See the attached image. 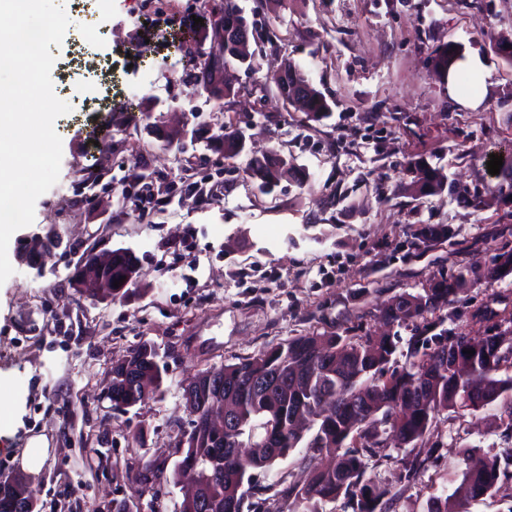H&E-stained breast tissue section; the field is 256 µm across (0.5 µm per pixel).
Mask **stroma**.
<instances>
[{
    "label": "stroma",
    "mask_w": 512,
    "mask_h": 512,
    "mask_svg": "<svg viewBox=\"0 0 512 512\" xmlns=\"http://www.w3.org/2000/svg\"><path fill=\"white\" fill-rule=\"evenodd\" d=\"M260 63L229 62L233 95L207 99L195 59L171 46L194 26L205 0H71L63 43L51 47L62 162L57 183L35 203V219L14 233L15 272L0 285V471L20 473L18 450L46 437L51 451L36 479L41 501L70 512H178L181 485L137 493L143 463L173 469L175 437L189 416L184 386L199 372L235 362L308 330L340 331L365 322L382 330L393 296L420 292L453 261L487 264L512 237V202L495 190L491 155L512 151V65L489 39L512 36V0H237ZM452 42L480 56L489 74L481 105L470 108L430 66ZM293 62L330 101L321 121L306 120L269 76ZM194 130L195 144L171 137L158 118ZM247 150L224 158L225 127ZM277 151L307 176L271 192L246 175L250 158ZM420 155L453 182V194L415 199L396 193ZM109 175L94 201L76 191L85 169ZM154 172L149 186L138 179ZM481 207H474V198ZM314 225L322 241L306 236ZM447 224L454 236L413 260L415 225ZM58 229L64 245L44 272L20 264L29 231ZM132 249L140 259L128 299L92 303L67 283L88 249ZM158 350L163 393L113 415L102 401L113 364L137 345ZM501 410L445 411L420 447L391 449L369 474L394 496L390 512H427L432 499L462 483V451L495 454L512 446ZM139 442H132V435ZM422 462L414 482L399 461ZM315 465L292 449L255 482L270 497L300 483Z\"/></svg>",
    "instance_id": "1"
}]
</instances>
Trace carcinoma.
Returning <instances> with one entry per match:
<instances>
[{"instance_id": "carcinoma-1", "label": "carcinoma", "mask_w": 512, "mask_h": 512, "mask_svg": "<svg viewBox=\"0 0 512 512\" xmlns=\"http://www.w3.org/2000/svg\"><path fill=\"white\" fill-rule=\"evenodd\" d=\"M224 22L249 28L236 0H222ZM456 61L448 43L439 47L432 62L442 74ZM288 87L277 85L294 110L311 121L332 111L328 99L293 64ZM212 99H222L231 89L220 87L213 77L198 79ZM224 156L236 157L245 150L242 131L224 128L219 136ZM411 174L401 192L412 197L442 195L448 189L444 176L426 158L412 156L405 162ZM297 173L293 160L275 151L250 159L248 178L259 189L270 191L285 177ZM453 235L452 229L419 224L408 240L412 255L419 257L435 244ZM112 280L125 277L112 289L110 302L127 298L129 285L139 276L136 255L126 249L112 251ZM512 275V244L496 248L491 262L483 267L460 264L450 274L438 271L422 291L403 293L381 310L390 330L375 336L359 324L340 333L309 332L293 336L234 363L200 372L184 388L187 411L195 414L190 433L178 431L176 452L181 454L171 475L148 462L139 484L177 480L181 472L193 470L197 494L211 502L210 512H243L245 497L254 494V471L272 466L304 438V425L315 430L306 447L327 458L328 465L313 473L302 486L288 484L277 496L288 501V512H319L318 505L345 500L352 512H389L390 490L367 475L370 462L388 448L387 435L413 445L429 430L441 412L468 408L477 411L497 400L512 429V376L502 377V368L512 367V299L500 293L461 314L455 298L469 284L490 286ZM466 320L470 329L483 333L475 342L459 327ZM410 331L407 349L399 352L402 338L395 328ZM474 351V355L466 351ZM156 347L143 343L127 359L112 367V410L124 413L161 392L162 376ZM213 377L224 382L215 392ZM224 403L236 425L231 431L213 425L211 410ZM239 448L251 449L242 455ZM465 494L455 512H469L470 502L491 497L498 484L512 479V448L489 455L475 448L463 451ZM42 512L35 488L24 478L0 481V512Z\"/></svg>"}]
</instances>
